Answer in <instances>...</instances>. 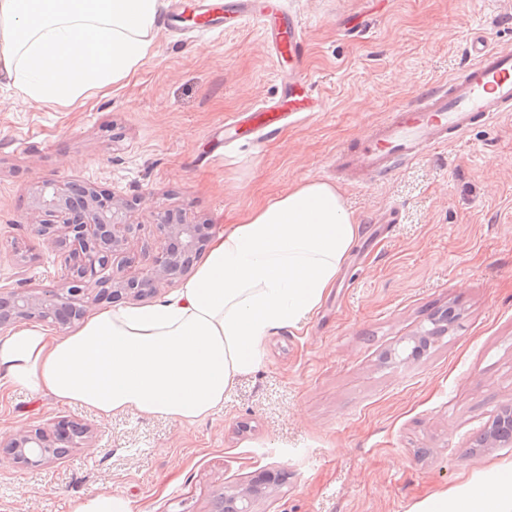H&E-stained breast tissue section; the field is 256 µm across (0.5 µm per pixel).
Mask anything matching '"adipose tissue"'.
I'll list each match as a JSON object with an SVG mask.
<instances>
[{"instance_id":"adipose-tissue-1","label":"adipose tissue","mask_w":512,"mask_h":512,"mask_svg":"<svg viewBox=\"0 0 512 512\" xmlns=\"http://www.w3.org/2000/svg\"><path fill=\"white\" fill-rule=\"evenodd\" d=\"M163 7V0H0V76L26 99L72 104L153 55ZM359 235L336 189L297 185L217 234L173 295L98 312L63 337L36 324L0 337V380L102 418L209 417L257 368L262 341L320 306ZM414 512H512V465Z\"/></svg>"}]
</instances>
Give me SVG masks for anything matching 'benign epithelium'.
<instances>
[{
	"label": "benign epithelium",
	"mask_w": 512,
	"mask_h": 512,
	"mask_svg": "<svg viewBox=\"0 0 512 512\" xmlns=\"http://www.w3.org/2000/svg\"><path fill=\"white\" fill-rule=\"evenodd\" d=\"M26 223L65 256L62 284L38 292L23 289L1 294V327L14 319H36L66 328L84 318L101 299L140 300L184 273L211 239L208 224H188L170 212L158 215L155 231L169 245L148 268L130 272L127 248L140 238L143 225L128 221L122 199L104 197L90 185L57 179L45 180L36 188ZM88 438L86 426L61 420L51 434L36 430L15 435L0 441V447L22 465H41L65 457ZM271 481L272 476L261 475L231 494L217 496L210 512H252L253 500Z\"/></svg>",
	"instance_id": "7a95c632"
}]
</instances>
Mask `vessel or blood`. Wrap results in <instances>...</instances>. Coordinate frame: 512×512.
Segmentation results:
<instances>
[{
  "label": "vessel or blood",
  "instance_id": "obj_1",
  "mask_svg": "<svg viewBox=\"0 0 512 512\" xmlns=\"http://www.w3.org/2000/svg\"><path fill=\"white\" fill-rule=\"evenodd\" d=\"M223 11L224 25L256 21L275 61L291 68L277 98L234 113L224 122V141L272 134L303 113L318 109L304 66L305 30L283 0H208L198 10L196 33L215 31L212 13ZM473 62L457 76L420 93L393 116L375 125L359 143L340 152L337 175L359 182L391 176L402 165L461 138L473 127L512 112V46H488L473 39Z\"/></svg>",
  "mask_w": 512,
  "mask_h": 512
}]
</instances>
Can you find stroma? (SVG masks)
<instances>
[{"label": "stroma", "mask_w": 512, "mask_h": 512, "mask_svg": "<svg viewBox=\"0 0 512 512\" xmlns=\"http://www.w3.org/2000/svg\"><path fill=\"white\" fill-rule=\"evenodd\" d=\"M306 32L321 109L260 143L225 147L224 120L276 96L288 74L256 22L160 31L129 79L73 105L21 101L0 82V290L58 285L64 258L26 224L46 179L132 201L147 267L154 215L214 230L306 182L336 188L361 232L321 305L267 336L257 370L195 424L101 418L51 396L0 392V439L88 425L84 447L0 470V512H69L109 492L133 512H208L266 470L286 482L255 512H412L493 466L512 444L477 437L512 406V117L476 128L394 176L336 178V155L424 88L458 74L478 36L512 45V0H285ZM416 358L396 353L432 329Z\"/></svg>", "instance_id": "1"}]
</instances>
